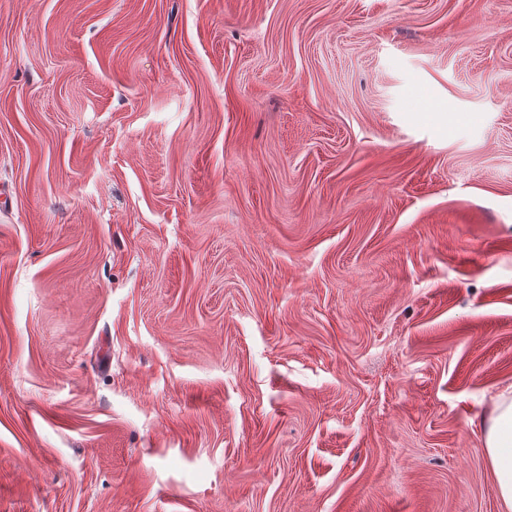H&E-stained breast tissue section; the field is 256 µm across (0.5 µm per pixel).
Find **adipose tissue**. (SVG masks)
Returning <instances> with one entry per match:
<instances>
[{
  "instance_id": "ef3b65f1",
  "label": "adipose tissue",
  "mask_w": 512,
  "mask_h": 512,
  "mask_svg": "<svg viewBox=\"0 0 512 512\" xmlns=\"http://www.w3.org/2000/svg\"><path fill=\"white\" fill-rule=\"evenodd\" d=\"M483 452L496 480L497 493L507 512H512V395L502 394L482 419Z\"/></svg>"
}]
</instances>
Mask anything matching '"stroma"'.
Wrapping results in <instances>:
<instances>
[{
    "instance_id": "stroma-1",
    "label": "stroma",
    "mask_w": 512,
    "mask_h": 512,
    "mask_svg": "<svg viewBox=\"0 0 512 512\" xmlns=\"http://www.w3.org/2000/svg\"><path fill=\"white\" fill-rule=\"evenodd\" d=\"M512 0H0V512H506ZM483 452L496 480L498 497L512 510V395L500 394L482 419Z\"/></svg>"
}]
</instances>
